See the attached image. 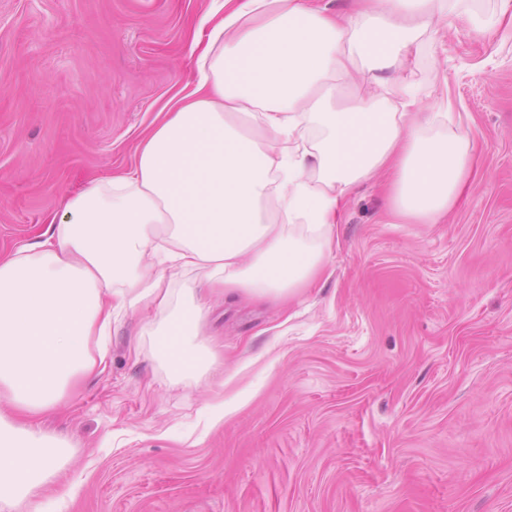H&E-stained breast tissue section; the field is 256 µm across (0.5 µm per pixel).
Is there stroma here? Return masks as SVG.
Listing matches in <instances>:
<instances>
[{"instance_id": "1", "label": "stroma", "mask_w": 512, "mask_h": 512, "mask_svg": "<svg viewBox=\"0 0 512 512\" xmlns=\"http://www.w3.org/2000/svg\"><path fill=\"white\" fill-rule=\"evenodd\" d=\"M222 7L0 0V254L132 164ZM430 49L444 79L412 78L452 101L479 177L435 224L357 186L316 287L212 303L206 383L149 361L142 314L113 322L106 370L40 418L73 444L62 512H512V27L456 20Z\"/></svg>"}]
</instances>
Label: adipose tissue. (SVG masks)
<instances>
[{"mask_svg":"<svg viewBox=\"0 0 512 512\" xmlns=\"http://www.w3.org/2000/svg\"><path fill=\"white\" fill-rule=\"evenodd\" d=\"M463 0H242L214 25L196 80L130 169L68 197L49 233L0 257V506L38 495L69 443L35 419L103 367L112 324L142 335L173 382L219 363L210 302H280L322 277L357 185L388 174L393 210L437 223L476 167L449 100L424 111L399 69ZM197 288H175L178 272Z\"/></svg>","mask_w":512,"mask_h":512,"instance_id":"1","label":"adipose tissue"}]
</instances>
